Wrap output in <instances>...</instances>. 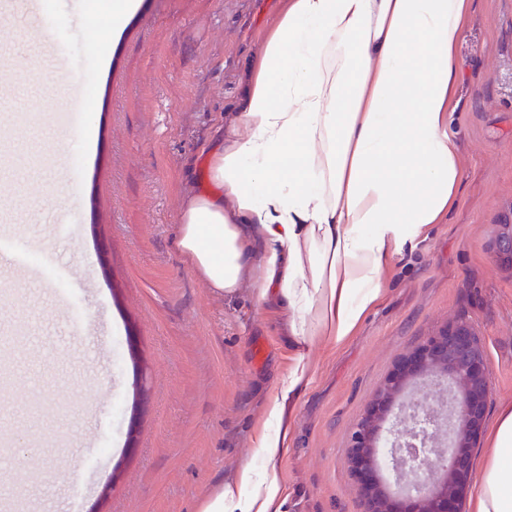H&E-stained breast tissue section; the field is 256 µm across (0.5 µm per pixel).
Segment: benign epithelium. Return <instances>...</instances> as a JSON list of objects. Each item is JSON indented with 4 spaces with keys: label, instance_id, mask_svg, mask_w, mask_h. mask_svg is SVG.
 Listing matches in <instances>:
<instances>
[{
    "label": "benign epithelium",
    "instance_id": "7a95c632",
    "mask_svg": "<svg viewBox=\"0 0 512 512\" xmlns=\"http://www.w3.org/2000/svg\"><path fill=\"white\" fill-rule=\"evenodd\" d=\"M496 246L500 268L512 273V224L500 225ZM488 399L483 351L467 323L449 324L406 355L352 434L365 512H463ZM383 440L397 454L386 477Z\"/></svg>",
    "mask_w": 512,
    "mask_h": 512
}]
</instances>
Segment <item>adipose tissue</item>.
Masks as SVG:
<instances>
[{
  "label": "adipose tissue",
  "instance_id": "obj_1",
  "mask_svg": "<svg viewBox=\"0 0 512 512\" xmlns=\"http://www.w3.org/2000/svg\"><path fill=\"white\" fill-rule=\"evenodd\" d=\"M470 0H284L242 102L189 189L176 246L218 294L245 282L283 313L293 360L247 462L197 512H287L279 465L311 380L380 301L392 258L441 223L463 181L449 132ZM471 512H512V405L501 407Z\"/></svg>",
  "mask_w": 512,
  "mask_h": 512
}]
</instances>
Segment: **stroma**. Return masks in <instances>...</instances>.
Segmentation results:
<instances>
[{
    "label": "stroma",
    "instance_id": "1",
    "mask_svg": "<svg viewBox=\"0 0 512 512\" xmlns=\"http://www.w3.org/2000/svg\"><path fill=\"white\" fill-rule=\"evenodd\" d=\"M281 0H141L120 27L97 0H56L37 26L55 31L65 68L41 82V37L25 5L1 49L0 126L27 113L8 139L39 158L0 174V240L25 252L30 273L0 250V330L28 325L0 385V431L12 435L0 498L25 491L38 512H196L229 471L255 459L250 436L292 361L274 306L251 287L220 297L175 247L182 196L231 120ZM106 36L108 61L89 44ZM461 78L449 130L464 184L454 209L395 257L380 303L353 336L316 343L294 438L281 464L288 512H365L352 472L353 431L399 360L445 329L471 326L489 378V417L512 403V273L494 253L512 223V0H472L456 49ZM92 103L69 112L72 75ZM62 182L75 198L50 200ZM143 357L146 410L127 450L136 378L126 343ZM56 405L50 418L35 402Z\"/></svg>",
    "mask_w": 512,
    "mask_h": 512
}]
</instances>
